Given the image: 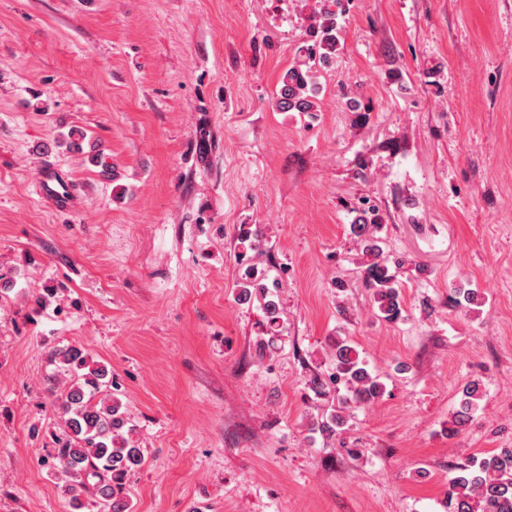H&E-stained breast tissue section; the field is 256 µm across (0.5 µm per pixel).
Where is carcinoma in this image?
I'll list each match as a JSON object with an SVG mask.
<instances>
[{"label": "carcinoma", "mask_w": 512, "mask_h": 512, "mask_svg": "<svg viewBox=\"0 0 512 512\" xmlns=\"http://www.w3.org/2000/svg\"><path fill=\"white\" fill-rule=\"evenodd\" d=\"M341 2L327 0L313 25L312 43L304 48V60L281 74L276 97L279 111H316L315 66L328 68L336 58ZM376 223V211L363 208L352 232L362 237ZM366 251L375 257L363 271V280L372 289L373 305L380 318L395 322L401 317L402 308L388 259L374 240L369 241ZM237 299L261 304L268 336L262 346H274L280 319L275 292L249 265L240 275ZM49 360L54 373L48 379L47 392L63 422L62 437L55 441L49 459L53 472L69 479L65 493L72 509L81 512L84 491L90 487L99 512H131L126 481L146 463V458L121 400L112 395L111 370L75 345L50 351ZM310 383L319 395L326 394L330 385L345 391L338 399V408L311 425L310 431L327 439L345 431V410L369 404L385 390L366 359L341 337L335 341L330 373L315 376ZM483 396L481 382L473 380L467 384L459 408L448 421V436L454 437L463 430ZM445 507L448 512H512V448L474 458L458 467L448 484Z\"/></svg>", "instance_id": "1"}]
</instances>
